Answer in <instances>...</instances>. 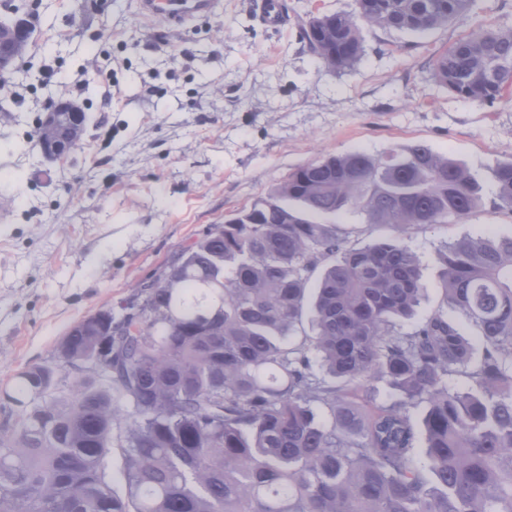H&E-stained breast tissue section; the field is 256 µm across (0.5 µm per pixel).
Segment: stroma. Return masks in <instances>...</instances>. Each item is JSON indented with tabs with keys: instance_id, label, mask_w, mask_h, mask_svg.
I'll use <instances>...</instances> for the list:
<instances>
[{
	"instance_id": "1",
	"label": "stroma",
	"mask_w": 512,
	"mask_h": 512,
	"mask_svg": "<svg viewBox=\"0 0 512 512\" xmlns=\"http://www.w3.org/2000/svg\"><path fill=\"white\" fill-rule=\"evenodd\" d=\"M251 2L173 26L140 17L135 0H0V18L32 29L9 78L25 99L0 112V200L13 206L0 222V391L53 364L74 323L132 298L207 227L320 156L423 141L483 177L512 158V96L481 106L431 77L430 61L473 21L422 37L368 32L361 60L331 70L298 24L354 0H287L278 30L255 21ZM80 74L84 134L46 159L39 121ZM493 234H512V211L487 206L414 232L426 286L416 319L438 307L441 245Z\"/></svg>"
}]
</instances>
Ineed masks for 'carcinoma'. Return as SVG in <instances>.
<instances>
[{"mask_svg": "<svg viewBox=\"0 0 512 512\" xmlns=\"http://www.w3.org/2000/svg\"><path fill=\"white\" fill-rule=\"evenodd\" d=\"M477 4L355 0L301 35L342 69L366 28L423 35ZM431 70L493 105L512 91V27H477ZM488 179L490 200L423 142L329 154L208 227L138 290L137 315L84 317L55 364L0 392L19 408L0 436V512H512V234L445 244L441 305L401 331L425 288L412 234L488 203L512 212V158ZM347 212L394 234L352 245Z\"/></svg>", "mask_w": 512, "mask_h": 512, "instance_id": "1", "label": "carcinoma"}]
</instances>
